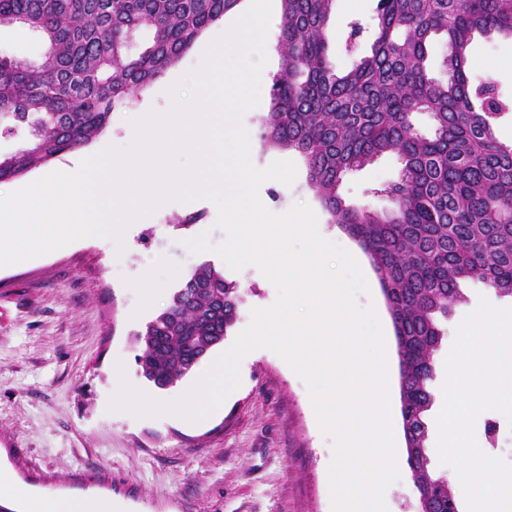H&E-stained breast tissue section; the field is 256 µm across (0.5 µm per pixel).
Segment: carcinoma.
<instances>
[{"instance_id": "cac0c4a2", "label": "carcinoma", "mask_w": 512, "mask_h": 512, "mask_svg": "<svg viewBox=\"0 0 512 512\" xmlns=\"http://www.w3.org/2000/svg\"><path fill=\"white\" fill-rule=\"evenodd\" d=\"M241 0H0V27L44 44L31 64L0 54V137L25 134L0 156V182L89 143L114 109L180 62L197 37ZM335 0H280L282 69L272 79L265 144L297 153L309 185L379 274L395 333L403 433L429 452L433 352L440 318L479 280L512 297V144L495 134L512 112L492 80L472 81L475 35L512 36V0H377L370 50L338 71L328 25ZM146 29L150 40L129 45ZM447 47V78L431 76L429 47ZM427 116L429 130L416 124ZM384 155L400 163L382 192L393 208L348 203L344 179ZM238 315L236 286L198 267L139 334V365L157 389L186 376L224 341ZM430 512H459L451 480L430 458L405 457Z\"/></svg>"}]
</instances>
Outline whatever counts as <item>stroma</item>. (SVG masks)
Here are the masks:
<instances>
[{"label": "stroma", "mask_w": 512, "mask_h": 512, "mask_svg": "<svg viewBox=\"0 0 512 512\" xmlns=\"http://www.w3.org/2000/svg\"><path fill=\"white\" fill-rule=\"evenodd\" d=\"M375 7L376 0H335L329 30L335 35L330 46L337 70H348L369 49V41L362 39L355 50H346L342 36L352 20L372 24ZM204 43L197 38L177 65L135 94L131 105L116 107L107 129L82 147V154L107 142L122 147L132 131L133 113L163 111L171 86L195 62ZM471 57V77L495 78L502 97L511 100L512 37L475 36ZM269 92V86H262L259 106L243 118L254 161L263 168L289 160L298 168L291 185L264 182L259 198L276 214L297 204L309 206L320 234L357 261L368 290L356 302L374 306L382 326L395 447L403 449L397 348L379 276L357 243L330 223L299 155L263 143ZM399 171L396 157H382L350 174L341 194L352 204L392 208V200L375 190L397 181ZM191 214L197 215L196 223H186ZM216 219L211 201L172 200L150 223L126 228L120 257H113L110 240L90 237L23 265L0 266V472H8L19 489L8 498L13 512H35L47 499L79 496L104 500L108 512H331L332 441L318 427L304 381L270 349L243 359L240 386L203 420L188 422L169 414L138 417L109 408L124 380L162 402L181 398L196 383L193 371L168 389H156L142 376L137 357L142 352L139 334L199 266H213L239 289L238 318L225 344L249 325L252 309L276 301L275 287L257 267L235 271L216 253L194 255L186 248L187 239L204 232L212 243H220L224 234L215 229ZM147 262L158 281L148 301L133 286ZM460 288L463 302L441 321L445 336L434 354V402L427 413L432 470L451 478L456 491L462 487L457 473L441 463L437 452V416L454 330L480 300L512 307V297L496 295L480 282L466 281ZM118 364L124 368L120 376L113 371ZM491 421L500 425L492 438L486 433ZM474 437L492 457L512 465V424L503 413H480Z\"/></svg>", "instance_id": "stroma-1"}]
</instances>
